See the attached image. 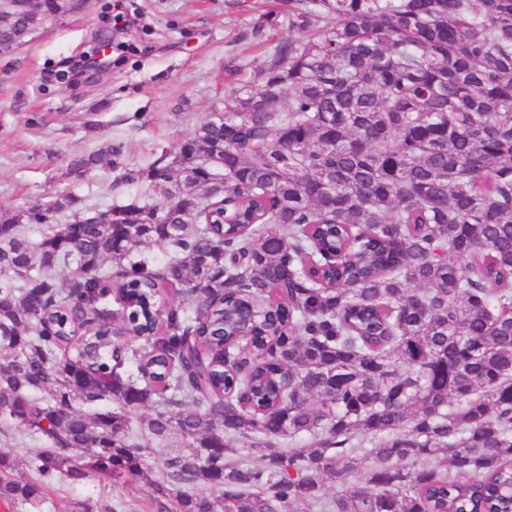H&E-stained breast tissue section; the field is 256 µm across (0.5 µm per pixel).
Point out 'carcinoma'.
<instances>
[{
  "label": "carcinoma",
  "mask_w": 512,
  "mask_h": 512,
  "mask_svg": "<svg viewBox=\"0 0 512 512\" xmlns=\"http://www.w3.org/2000/svg\"><path fill=\"white\" fill-rule=\"evenodd\" d=\"M39 9L0 43L71 12ZM288 30L177 152L71 161L163 203L0 211V425L39 444L37 481L0 455L1 495L182 437L154 512H512V0H288ZM249 309L280 337L237 342Z\"/></svg>",
  "instance_id": "cac0c4a2"
}]
</instances>
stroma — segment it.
Returning <instances> with one entry per match:
<instances>
[{
  "label": "stroma",
  "mask_w": 512,
  "mask_h": 512,
  "mask_svg": "<svg viewBox=\"0 0 512 512\" xmlns=\"http://www.w3.org/2000/svg\"><path fill=\"white\" fill-rule=\"evenodd\" d=\"M123 14L128 48L96 74L65 82L70 60L112 37ZM288 36V0H89L87 7L0 54V209L68 193L102 207L139 196L118 171L71 173L74 153L121 146L124 164L148 167L224 109L229 89L252 84ZM150 512L145 480L97 477L49 483L40 502L0 496V512H75L74 502Z\"/></svg>",
  "instance_id": "obj_1"
}]
</instances>
